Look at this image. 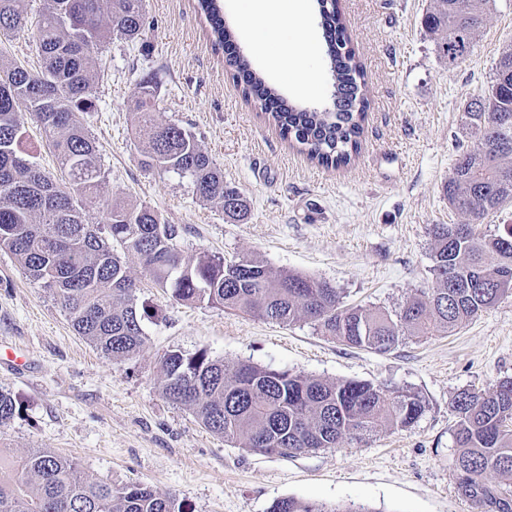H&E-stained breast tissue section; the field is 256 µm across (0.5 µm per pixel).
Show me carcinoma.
Returning a JSON list of instances; mask_svg holds the SVG:
<instances>
[{
	"mask_svg": "<svg viewBox=\"0 0 512 512\" xmlns=\"http://www.w3.org/2000/svg\"><path fill=\"white\" fill-rule=\"evenodd\" d=\"M29 0H0V33L28 24ZM36 29L42 68L31 71L0 55V249L17 259L67 315L74 331L111 361H123L144 343L143 321L153 305L139 300L126 259L138 261L162 290L187 303H207L282 324L311 321L322 335L347 346L385 353L405 335H450L512 293V224L484 235L485 215L512 203V45L503 49L488 87L470 97L462 126L474 139L462 149L443 189L462 224H434L431 272L436 288L410 296L395 314L341 305L330 283L260 261L178 250V228L148 205L126 199L106 204V223L94 221L104 178L96 140L76 119L94 107L92 62L114 38L146 44L143 0H42ZM494 0H433L422 18L438 54L462 63L485 28ZM322 27L345 36L338 0H317ZM218 46L233 43L219 0H197ZM337 108L290 103L240 55L226 63L246 73L241 93L278 127L292 148L327 169L351 164L360 153L369 107L363 64L355 51L326 43ZM158 83L147 76L131 99L141 140L139 165L188 179L203 202H218L224 217L248 219L247 198L224 183V173L183 128L156 121ZM40 123L67 182L61 184L22 156L18 109ZM161 391L187 408L208 431L258 453L297 455L335 448L388 428L414 424L426 403L415 392L390 391L359 380L328 381L251 363L227 364L207 351L168 352ZM458 448V489L479 504L512 512V500L483 482L493 471L512 479V377L491 392L462 390L451 403ZM17 403L0 391V430ZM0 512H189L172 495L141 483L92 478L49 448L20 456L0 450ZM270 512H366L327 507L293 497Z\"/></svg>",
	"mask_w": 512,
	"mask_h": 512,
	"instance_id": "obj_1",
	"label": "carcinoma"
}]
</instances>
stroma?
Returning <instances> with one entry per match:
<instances>
[{
	"label": "stroma",
	"mask_w": 512,
	"mask_h": 512,
	"mask_svg": "<svg viewBox=\"0 0 512 512\" xmlns=\"http://www.w3.org/2000/svg\"><path fill=\"white\" fill-rule=\"evenodd\" d=\"M430 4L340 0L368 75L370 109L355 163L327 170L290 148L243 99L195 0H144L151 51L104 45L93 67L95 107L78 115L99 145L101 201L128 198L154 208L179 227L184 256L255 259L331 283L343 305L395 312L436 286L429 229L463 220L442 191L459 145L471 143L461 108L488 86L500 51L512 45V0H495L467 60L449 64L421 25ZM222 7L238 46L266 71L254 55L242 0H223ZM294 38L296 66L266 71L269 81L304 104L329 106L315 11ZM147 74L159 82L158 122L195 134L225 183L248 197L245 223L228 222L219 204L199 201L188 180L140 168L129 99ZM18 118L26 158L59 175L35 117L23 108ZM129 267L140 299L157 317L146 322L140 349L116 363L78 336L62 309L0 249V348L26 359L21 368L0 362V390L20 405L0 432L7 454L48 448L92 477L146 484L191 512H269L283 497L369 512H496L475 506L455 485L450 403L461 390L489 392L512 377L511 295L452 335L405 336L382 354L343 345L308 321L285 325L176 300L155 288L137 262ZM174 350L410 390L426 410L412 426L361 443L346 439L292 457L253 452L163 396L161 360Z\"/></svg>",
	"instance_id": "obj_1"
}]
</instances>
